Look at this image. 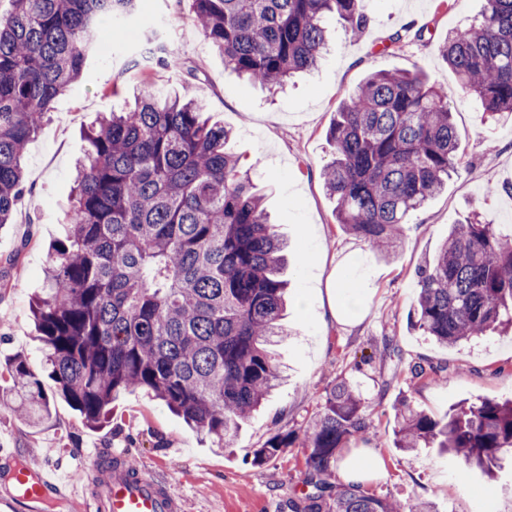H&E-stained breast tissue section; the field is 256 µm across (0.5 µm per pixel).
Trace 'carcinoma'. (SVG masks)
Returning <instances> with one entry per match:
<instances>
[{"instance_id":"obj_1","label":"carcinoma","mask_w":512,"mask_h":512,"mask_svg":"<svg viewBox=\"0 0 512 512\" xmlns=\"http://www.w3.org/2000/svg\"><path fill=\"white\" fill-rule=\"evenodd\" d=\"M0 18V225L25 191L23 156L56 97L76 84L99 34L140 13L141 0H10ZM194 19L224 66L263 86L314 68L334 15L356 35L362 0H193ZM442 56L458 89L484 111L512 112V0H485L481 19L448 32ZM448 90L417 71L372 73L336 112L323 167L340 228L388 253L412 212L458 173ZM186 92L146 88L130 112H104L85 137L52 247L45 288L32 302L45 367L59 394L96 427L121 394L153 395L213 447L233 444L276 386L267 345L282 323L288 245L230 148L232 131L203 117ZM412 324L442 345L512 325V232L472 213L419 271ZM4 407L29 423L52 418V399L26 359L5 365ZM368 406L345 380L298 433L276 434L257 464L297 441L308 449L312 491L291 512H434L398 504L358 483L330 482L340 450L369 427ZM394 445H434L467 467L512 454V399L482 398L434 419L401 401Z\"/></svg>"}]
</instances>
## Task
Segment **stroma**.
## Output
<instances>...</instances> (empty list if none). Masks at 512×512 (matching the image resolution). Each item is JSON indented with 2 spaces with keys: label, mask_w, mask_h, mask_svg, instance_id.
<instances>
[{
  "label": "stroma",
  "mask_w": 512,
  "mask_h": 512,
  "mask_svg": "<svg viewBox=\"0 0 512 512\" xmlns=\"http://www.w3.org/2000/svg\"><path fill=\"white\" fill-rule=\"evenodd\" d=\"M145 23H161L177 65L158 64L152 81L166 92L189 91L206 104L207 117L232 128V151L250 168L265 206L288 241V336L274 348L281 380L262 410L239 429L231 448L211 447L199 433L144 391L125 393L107 422L87 427L64 400L39 427L0 410V446L17 448L30 466H55L68 475L82 458L109 448L137 468L159 472L184 500V512H289L304 488L307 449L286 448L257 466L253 453L270 437L300 431L336 381L354 384L369 405L371 427L351 450H375L380 466L365 492L406 501L421 498L437 512H512V461L488 471L468 469L437 448L394 447L395 406L406 399L443 417L460 402L512 397V335L443 346L413 328L418 270L437 253L452 225L479 210L486 224L512 226V119L485 120L480 101L456 91L457 77L441 56L449 28L466 26L483 0H363L370 22L361 36L346 34L336 18L334 38L318 67L276 93L225 69L223 57L193 21L192 0H144ZM144 25L117 24L100 35L80 81L56 98L24 155L28 191L11 224L0 228V366L24 356L35 373L43 353L30 313L44 286L51 246L63 236V212L73 187L74 164L87 147L83 131L100 113L125 112L143 91ZM422 30L390 51L382 46L403 27ZM380 70L422 72L453 91L451 110L461 166L440 194L417 210L391 255L373 253L341 231L320 177L332 148L327 130L340 103ZM364 258L372 296L359 318L333 317L329 280L344 277ZM306 308H299V301ZM434 368L413 378L414 364Z\"/></svg>",
  "instance_id": "obj_1"
}]
</instances>
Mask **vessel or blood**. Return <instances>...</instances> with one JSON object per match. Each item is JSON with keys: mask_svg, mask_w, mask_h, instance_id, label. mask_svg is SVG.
<instances>
[{"mask_svg": "<svg viewBox=\"0 0 512 512\" xmlns=\"http://www.w3.org/2000/svg\"><path fill=\"white\" fill-rule=\"evenodd\" d=\"M9 469V488L0 493V512H44L55 501L76 512H182L181 497L155 471L130 469L109 455L82 465L78 478L21 463L17 451L0 448V467Z\"/></svg>", "mask_w": 512, "mask_h": 512, "instance_id": "vessel-or-blood-1", "label": "vessel or blood"}]
</instances>
